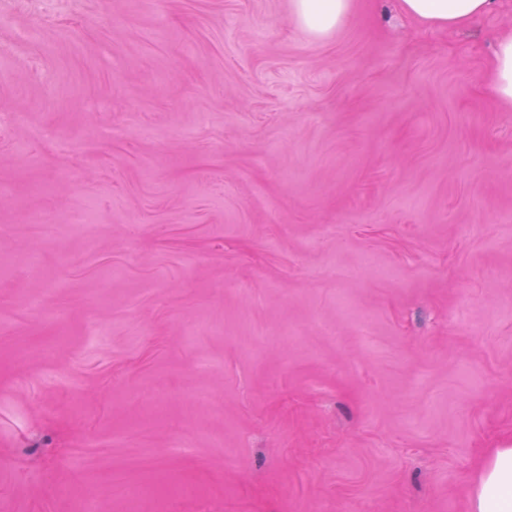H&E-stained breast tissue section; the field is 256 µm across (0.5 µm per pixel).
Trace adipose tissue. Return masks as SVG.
Returning a JSON list of instances; mask_svg holds the SVG:
<instances>
[{"instance_id":"adipose-tissue-1","label":"adipose tissue","mask_w":512,"mask_h":512,"mask_svg":"<svg viewBox=\"0 0 512 512\" xmlns=\"http://www.w3.org/2000/svg\"><path fill=\"white\" fill-rule=\"evenodd\" d=\"M401 13L411 21L442 30H460L491 13L496 0H398ZM352 0H292L296 24L314 36L344 24L352 14ZM489 91L512 105V32L493 49ZM470 512H512V447L488 451L476 472L470 492Z\"/></svg>"}]
</instances>
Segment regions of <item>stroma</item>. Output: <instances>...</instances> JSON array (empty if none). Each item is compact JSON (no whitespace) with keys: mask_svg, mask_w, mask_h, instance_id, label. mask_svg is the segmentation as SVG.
Wrapping results in <instances>:
<instances>
[{"mask_svg":"<svg viewBox=\"0 0 512 512\" xmlns=\"http://www.w3.org/2000/svg\"><path fill=\"white\" fill-rule=\"evenodd\" d=\"M512 0H0V512H470L512 446ZM353 0H292L296 24L314 36L344 24L352 14ZM497 0H398L401 13L411 21L442 30H461L491 13ZM487 84L497 99L512 105V32L504 34L493 49Z\"/></svg>","mask_w":512,"mask_h":512,"instance_id":"stroma-1","label":"stroma"}]
</instances>
